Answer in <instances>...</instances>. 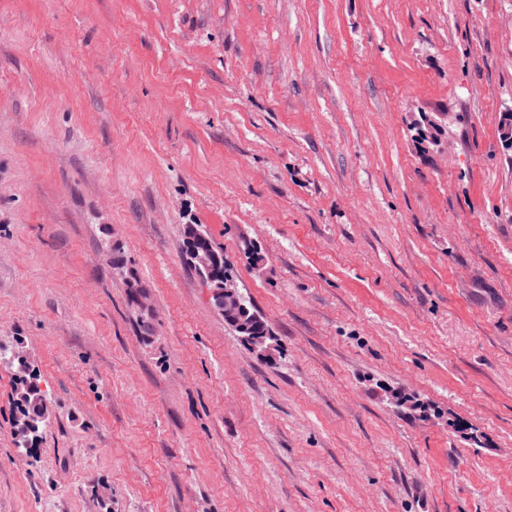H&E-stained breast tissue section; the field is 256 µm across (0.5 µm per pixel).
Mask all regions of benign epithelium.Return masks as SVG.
<instances>
[{
    "mask_svg": "<svg viewBox=\"0 0 512 512\" xmlns=\"http://www.w3.org/2000/svg\"><path fill=\"white\" fill-rule=\"evenodd\" d=\"M186 240L190 244L189 261L209 290L212 307L225 316L238 309L246 308L247 298L238 288L234 277L222 273V256L208 243V236L195 224L184 227ZM234 330L241 336L251 350L261 356H271L275 351L273 336H254L250 325L245 322L234 324Z\"/></svg>",
    "mask_w": 512,
    "mask_h": 512,
    "instance_id": "7a95c632",
    "label": "benign epithelium"
}]
</instances>
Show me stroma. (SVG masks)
<instances>
[{
    "label": "stroma",
    "mask_w": 512,
    "mask_h": 512,
    "mask_svg": "<svg viewBox=\"0 0 512 512\" xmlns=\"http://www.w3.org/2000/svg\"><path fill=\"white\" fill-rule=\"evenodd\" d=\"M506 112L512 0H0V512H512ZM184 234L190 244L189 261L208 288L215 311L225 316L245 309L247 298L238 288L234 277L222 273V256L209 245V237L200 232L196 224H186ZM234 330L241 336L242 340L248 344L251 350L261 356H272L275 351L273 336L268 326L267 336H251L250 325L245 322H236ZM28 361V360H27ZM14 405L16 412L13 418H27L32 422V429L28 434H19L14 430L15 443L18 448L31 451L38 447L42 432L50 417V406L46 392L42 390L37 372L28 361L25 375L17 378L14 390Z\"/></svg>",
    "instance_id": "obj_1"
}]
</instances>
